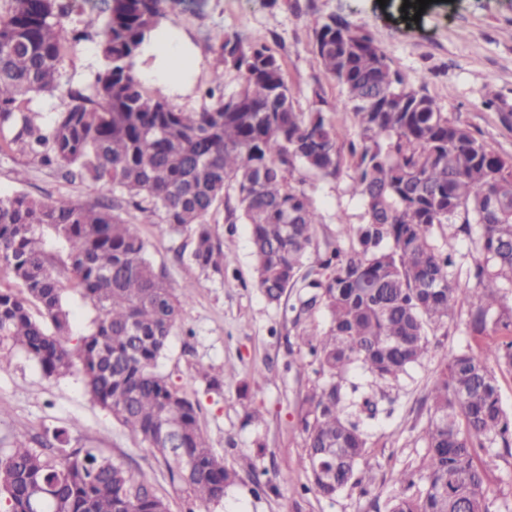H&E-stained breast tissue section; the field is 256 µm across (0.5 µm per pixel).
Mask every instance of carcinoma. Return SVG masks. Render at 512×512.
<instances>
[{"label":"carcinoma","instance_id":"carcinoma-1","mask_svg":"<svg viewBox=\"0 0 512 512\" xmlns=\"http://www.w3.org/2000/svg\"><path fill=\"white\" fill-rule=\"evenodd\" d=\"M13 2L0 20V132L15 130L10 143L41 165L69 182L105 185L112 198L0 196V269L19 285L0 289V345L19 348L48 377L80 366L90 399L152 449L171 484L203 504L222 502L237 472L205 438L198 404L156 372L186 289L155 266L119 210L131 203L173 234L190 231L191 262L222 275L210 219L234 191L236 219L250 226L255 284L278 303L301 278L322 223L294 174L328 181L348 169L363 206L353 243L325 252L301 278L309 289L302 307L324 309L328 325L301 338L324 380L304 395L298 426L318 496L332 499L350 484L368 493L373 477L358 476L367 448L360 419L374 417L377 404L348 399L350 366L397 378L428 353L427 329L454 319L464 300L471 332L490 323L512 332V306L499 304L512 289V157L449 116L425 85L408 86L369 33L336 15L315 31L313 53L344 90L330 111L353 114L355 138L344 139L317 90V106L297 111L281 62L237 34L213 38L237 89L224 92L220 71L205 92L209 106L177 109L163 92L143 90L133 64L164 0H112L95 97L70 91L44 127L29 103L57 88L66 45L86 33L62 35L68 0ZM436 227L470 238L474 287L450 277L457 262L435 244ZM47 234L68 244L65 257L46 249ZM69 292L86 309L78 330ZM497 367L512 371V340L482 354H442L420 465L398 473L401 491L386 512H490L486 473L501 452L512 455ZM67 444L58 430L38 448L18 437L0 453V498L10 512H170L146 478L96 448Z\"/></svg>","mask_w":512,"mask_h":512}]
</instances>
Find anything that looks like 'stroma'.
<instances>
[{
  "label": "stroma",
  "mask_w": 512,
  "mask_h": 512,
  "mask_svg": "<svg viewBox=\"0 0 512 512\" xmlns=\"http://www.w3.org/2000/svg\"><path fill=\"white\" fill-rule=\"evenodd\" d=\"M110 4L70 0L62 27L86 31L88 37L64 57L58 90L33 98L31 106L43 124L52 123L69 90H88L102 68L97 31ZM164 12L163 27L192 59L189 76L168 96L180 110L198 111L209 104L204 91L220 69L212 49L218 32L265 43L282 63L298 111L313 108L317 88L328 104H336L343 91L316 65L312 42L320 24L339 15L370 33L408 85L426 84L452 118L497 153L512 156V129L500 119L501 113L512 112V0H431L416 22L404 19L397 8L380 7L378 0H165ZM491 92L498 96L492 108L485 104ZM297 178L323 217L315 230L314 255L350 245L348 232L360 224L362 208L349 194V177L323 181L301 172ZM18 191L35 197L65 195L88 204L107 194L91 181H61L20 149L1 151L0 195ZM121 216L135 225L154 264L191 295L158 370L198 403L204 435L239 474L223 503L210 512H385L387 501L400 491L397 473L416 467L423 455L429 417L424 398L442 353L506 340L504 332L492 329L472 339L464 304L453 321L429 328L427 355L398 380L379 382L352 368L349 387L372 395L377 404L375 418L362 421L368 435L363 464L373 470L375 487L367 494L348 487L334 500L323 499L309 489L297 422L303 396L319 380L317 365L300 339L311 329H324L326 313L319 308L301 311L303 288L288 289L280 302L272 303L254 287L249 228L231 223L227 210L216 216L224 246L220 275L202 273L189 260L177 258L189 235L169 234L164 224L148 222L132 206L123 207ZM200 365L222 376L220 391L208 390L196 371ZM57 428L67 430L71 446L99 448L144 476L168 500L170 512L192 508L191 498L170 484L151 453L89 401L79 372L49 378L23 352L0 349V449L10 447L16 436L30 441ZM263 469L278 477L259 489L253 474Z\"/></svg>",
  "instance_id": "1"
}]
</instances>
